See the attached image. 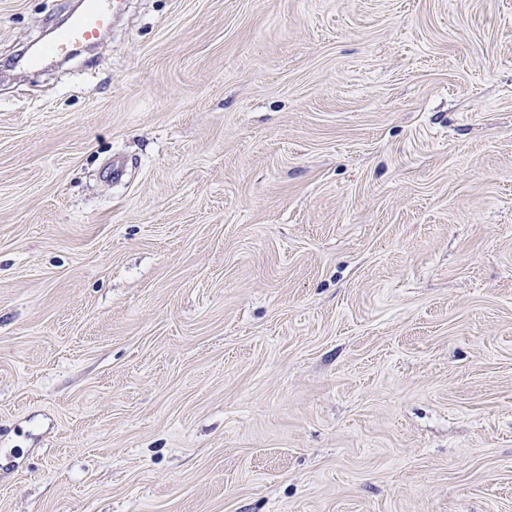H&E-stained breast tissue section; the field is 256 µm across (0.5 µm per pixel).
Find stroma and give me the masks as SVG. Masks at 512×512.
I'll return each mask as SVG.
<instances>
[{
  "label": "stroma",
  "instance_id": "1",
  "mask_svg": "<svg viewBox=\"0 0 512 512\" xmlns=\"http://www.w3.org/2000/svg\"><path fill=\"white\" fill-rule=\"evenodd\" d=\"M124 3L0 0V512H512V0ZM81 3L68 24L59 28L51 41L43 43L39 51L29 57L26 69L53 63L65 46L73 47L75 54L80 45L94 44L110 28L112 14L120 8V2L115 0H83Z\"/></svg>",
  "mask_w": 512,
  "mask_h": 512
}]
</instances>
